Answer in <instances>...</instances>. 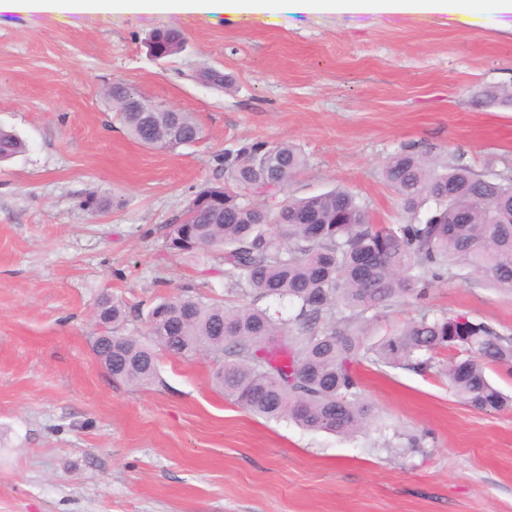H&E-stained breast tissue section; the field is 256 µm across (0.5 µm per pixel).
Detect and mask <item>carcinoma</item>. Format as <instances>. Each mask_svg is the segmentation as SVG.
<instances>
[{
	"instance_id": "carcinoma-1",
	"label": "carcinoma",
	"mask_w": 512,
	"mask_h": 512,
	"mask_svg": "<svg viewBox=\"0 0 512 512\" xmlns=\"http://www.w3.org/2000/svg\"><path fill=\"white\" fill-rule=\"evenodd\" d=\"M150 42L157 59L176 56L185 38L158 29ZM120 122L147 147L176 149L200 139L192 113L133 112L140 99L126 84L108 90ZM25 149L0 129V161ZM224 181L203 186L169 225L167 249L193 255L219 248L228 304L190 289L161 299L147 313L140 336H116L129 321L125 302L104 295L94 319L105 328L93 350L116 380L147 385L158 378V357L186 361L200 355L224 361L215 375L224 396L251 414L290 417L302 427L347 435L365 429L372 406L361 396L352 364L434 367L441 350L448 380L469 406L500 410L512 399L486 370L512 368V336L463 315H429L388 327L367 343L372 325L406 297L422 298L433 283L465 270L512 294V180L475 174L466 164L440 162L428 152L401 151L384 168L405 221L373 224L364 204L342 188L287 199L276 209L253 198H274L306 166L286 142L252 141L217 156ZM273 298L297 307L285 319L258 302ZM343 308L350 315L336 318ZM289 336L288 361L266 352L273 336Z\"/></svg>"
}]
</instances>
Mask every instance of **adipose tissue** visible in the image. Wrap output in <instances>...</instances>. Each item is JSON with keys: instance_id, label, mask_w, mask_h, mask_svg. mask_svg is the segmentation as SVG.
<instances>
[{"instance_id": "ef3b65f1", "label": "adipose tissue", "mask_w": 512, "mask_h": 512, "mask_svg": "<svg viewBox=\"0 0 512 512\" xmlns=\"http://www.w3.org/2000/svg\"><path fill=\"white\" fill-rule=\"evenodd\" d=\"M112 9L119 12L156 10L188 14L219 12L227 15L277 14L286 10L310 11H385L446 13L463 23L484 25L512 16V0H0L1 13L52 11L95 12Z\"/></svg>"}]
</instances>
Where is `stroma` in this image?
<instances>
[{
  "label": "stroma",
  "instance_id": "35a3bbf8",
  "mask_svg": "<svg viewBox=\"0 0 512 512\" xmlns=\"http://www.w3.org/2000/svg\"><path fill=\"white\" fill-rule=\"evenodd\" d=\"M173 28L179 55L145 41ZM228 83H204L201 67ZM123 82L192 113L173 151L128 136L106 92ZM512 28L445 13H17L0 19V128L25 142L0 163V512H512V408L479 411L437 368L356 365L374 410L354 435L239 408L219 361L159 360L148 386L113 379L92 350L98 298L146 312L188 285L224 293L221 253L178 256L166 227L214 157L246 140L307 158L287 194L347 189L375 224L405 220L382 171L431 149L512 179ZM463 314L512 335V295L460 275L392 307L404 325Z\"/></svg>",
  "mask_w": 512,
  "mask_h": 512
}]
</instances>
